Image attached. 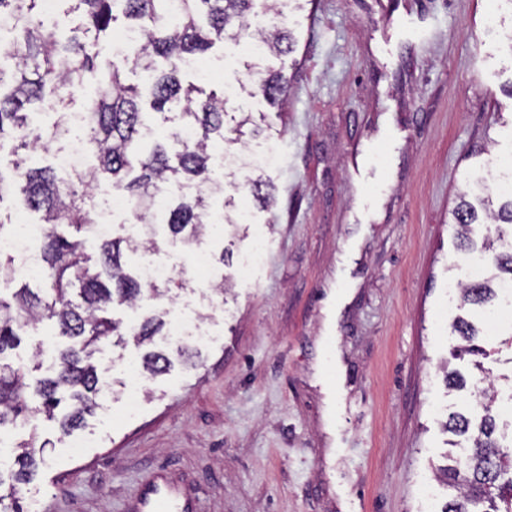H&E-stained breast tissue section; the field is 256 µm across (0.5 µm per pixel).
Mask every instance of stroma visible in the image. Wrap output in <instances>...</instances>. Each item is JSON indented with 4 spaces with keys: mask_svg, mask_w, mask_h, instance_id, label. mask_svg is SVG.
<instances>
[{
    "mask_svg": "<svg viewBox=\"0 0 512 512\" xmlns=\"http://www.w3.org/2000/svg\"><path fill=\"white\" fill-rule=\"evenodd\" d=\"M297 45L253 60L245 42L218 41L200 60L212 78L251 82L284 71L283 104L240 94L226 105L262 129L245 150L272 164L224 180L244 218L210 233L208 273L180 272L160 308L202 316L209 333L190 361L146 381L135 410L123 390L133 346L96 360L107 388L84 448L56 423L23 505L40 512H131L162 476L197 512H424V488L447 465L448 415L471 409L470 386L512 397V325L486 334V354L457 356L448 292L465 255L451 211L474 177L512 167V0H282ZM419 37L385 40L404 15ZM271 185L263 207L249 180ZM264 254L234 273L254 235ZM225 281L223 294L210 289ZM56 338L42 324L8 352L48 370ZM468 387L449 390L448 372Z\"/></svg>",
    "mask_w": 512,
    "mask_h": 512,
    "instance_id": "1",
    "label": "stroma"
}]
</instances>
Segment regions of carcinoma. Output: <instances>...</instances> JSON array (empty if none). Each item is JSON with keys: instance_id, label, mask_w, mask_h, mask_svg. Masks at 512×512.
<instances>
[{"instance_id": "cac0c4a2", "label": "carcinoma", "mask_w": 512, "mask_h": 512, "mask_svg": "<svg viewBox=\"0 0 512 512\" xmlns=\"http://www.w3.org/2000/svg\"><path fill=\"white\" fill-rule=\"evenodd\" d=\"M77 21L61 36L46 24L40 0H0V15L13 14L21 26L0 63V142H13V159L0 163V186L19 190L21 206L39 216L45 232L36 250L40 258L37 280L43 287L23 285L12 300L0 298V430L26 423L32 417L58 419L69 434L97 408L100 392L94 354L112 336H130L140 352L139 366L146 378L169 372L173 361L161 350H151L155 337L167 328V311L159 309L142 317L133 327L112 318L115 303L131 307L156 300L158 287H147L143 277L128 270L125 253L159 250L153 224L166 225L170 237L191 249L212 226L211 201L224 194V183L214 178L212 142L240 143L242 128L226 130L227 98L191 83L182 85L184 62L210 50L215 41L248 38L262 44L268 55H288L296 37L288 25L270 32L248 33V18L257 7L281 15L280 0H180L175 21H170L172 0H60ZM133 21L130 29L141 33L142 42L129 51L145 75L151 111H143L138 87L123 81L122 67L114 60H99L100 40L117 20L116 11ZM288 77L275 72L260 79L259 89L271 103L280 99ZM82 102L89 120L81 134L98 164L77 167L59 177L51 167H31L20 152H31L57 141L68 131L67 110ZM38 106L53 111L52 123L41 126L29 120L27 109ZM170 127L161 140L149 143L155 114ZM193 138L182 137V130ZM106 180L116 192L141 208L136 221L148 227L140 237L113 238L97 233L95 213L88 206L93 185ZM190 192L185 193L183 189ZM170 192L168 208L157 215L144 208L154 195ZM486 200H461L453 211L462 249H472L470 226L479 223L478 207ZM489 217L497 224H512V194ZM62 226L75 230L68 237ZM493 274L460 288L463 308L484 307L498 296L494 282L512 281V250L498 251L494 241L484 244ZM49 322L60 337L51 375L24 381L21 368L1 359L20 345L21 337ZM454 330L462 340L459 352L475 354L479 330L460 316ZM483 415L475 421L457 415L447 431L469 443L468 454L453 466L441 469V477L457 490L442 512H512V448L496 437L494 396L480 394ZM37 435L18 444L17 469L0 470V512H22L21 487L35 475Z\"/></svg>"}]
</instances>
